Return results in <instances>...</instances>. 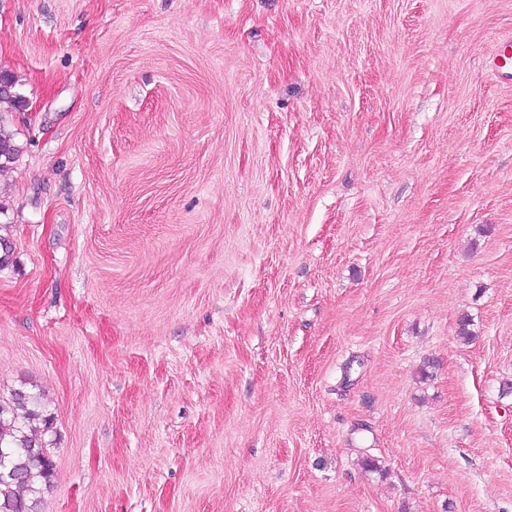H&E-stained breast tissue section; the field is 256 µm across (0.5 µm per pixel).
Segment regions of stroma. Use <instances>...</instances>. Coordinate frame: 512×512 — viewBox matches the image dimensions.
Listing matches in <instances>:
<instances>
[{"label": "stroma", "mask_w": 512, "mask_h": 512, "mask_svg": "<svg viewBox=\"0 0 512 512\" xmlns=\"http://www.w3.org/2000/svg\"><path fill=\"white\" fill-rule=\"evenodd\" d=\"M508 36L512 0H0L41 512H512Z\"/></svg>", "instance_id": "1"}]
</instances>
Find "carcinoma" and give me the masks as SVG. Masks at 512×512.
Masks as SVG:
<instances>
[{"instance_id":"obj_1","label":"carcinoma","mask_w":512,"mask_h":512,"mask_svg":"<svg viewBox=\"0 0 512 512\" xmlns=\"http://www.w3.org/2000/svg\"><path fill=\"white\" fill-rule=\"evenodd\" d=\"M25 103L16 89L0 95V171L22 152L3 114ZM51 426L41 394L22 387L0 398V512H40L42 487L51 486L55 470L44 439Z\"/></svg>"}]
</instances>
